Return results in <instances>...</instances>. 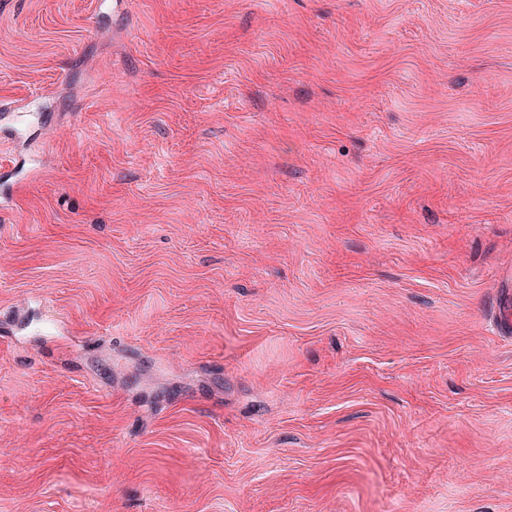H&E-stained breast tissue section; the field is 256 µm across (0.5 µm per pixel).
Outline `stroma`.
I'll list each match as a JSON object with an SVG mask.
<instances>
[{"instance_id": "stroma-1", "label": "stroma", "mask_w": 512, "mask_h": 512, "mask_svg": "<svg viewBox=\"0 0 512 512\" xmlns=\"http://www.w3.org/2000/svg\"><path fill=\"white\" fill-rule=\"evenodd\" d=\"M0 512H512V0H0Z\"/></svg>"}]
</instances>
